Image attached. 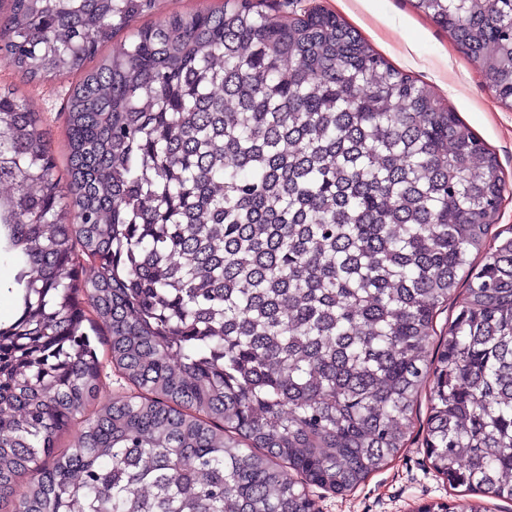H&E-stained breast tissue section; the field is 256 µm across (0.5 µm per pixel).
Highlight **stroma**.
Instances as JSON below:
<instances>
[{
    "label": "stroma",
    "instance_id": "1",
    "mask_svg": "<svg viewBox=\"0 0 512 512\" xmlns=\"http://www.w3.org/2000/svg\"><path fill=\"white\" fill-rule=\"evenodd\" d=\"M284 20L319 6L346 22L394 68L427 85L443 106L493 152L502 168L503 201L490 225L491 233L512 235V109L503 106L481 76L480 68L448 32L416 12L410 0H266ZM75 77L41 83L0 58V86L11 87L42 118V131L58 164H65L66 124L63 108ZM427 404L412 415L409 441L384 469L345 494L316 490L318 512H414L419 504L450 500L446 482L430 467L422 446Z\"/></svg>",
    "mask_w": 512,
    "mask_h": 512
}]
</instances>
